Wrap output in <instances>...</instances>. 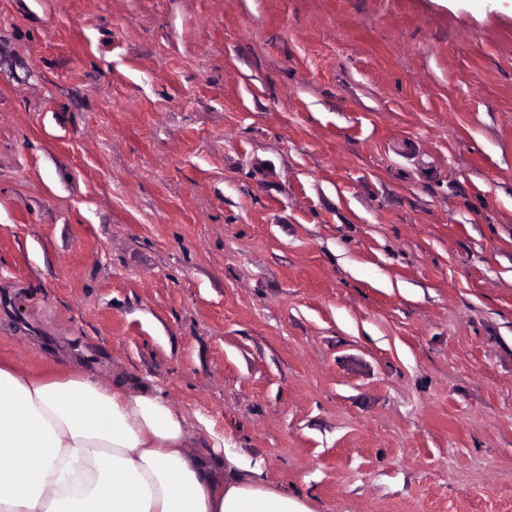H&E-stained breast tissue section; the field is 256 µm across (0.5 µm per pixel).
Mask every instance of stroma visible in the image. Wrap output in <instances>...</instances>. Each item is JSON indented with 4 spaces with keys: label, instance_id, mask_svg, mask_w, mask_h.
<instances>
[{
    "label": "stroma",
    "instance_id": "stroma-1",
    "mask_svg": "<svg viewBox=\"0 0 512 512\" xmlns=\"http://www.w3.org/2000/svg\"><path fill=\"white\" fill-rule=\"evenodd\" d=\"M0 359L312 512H512V0H0Z\"/></svg>",
    "mask_w": 512,
    "mask_h": 512
}]
</instances>
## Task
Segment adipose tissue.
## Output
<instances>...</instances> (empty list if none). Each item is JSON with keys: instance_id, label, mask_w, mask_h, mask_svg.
I'll use <instances>...</instances> for the list:
<instances>
[{"instance_id": "1", "label": "adipose tissue", "mask_w": 512, "mask_h": 512, "mask_svg": "<svg viewBox=\"0 0 512 512\" xmlns=\"http://www.w3.org/2000/svg\"><path fill=\"white\" fill-rule=\"evenodd\" d=\"M145 381L0 363V512H311Z\"/></svg>"}]
</instances>
